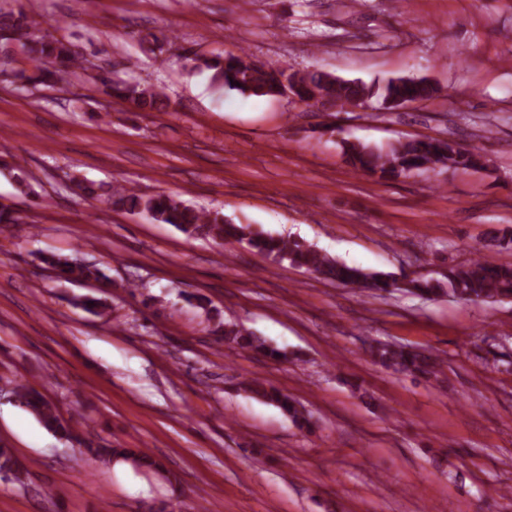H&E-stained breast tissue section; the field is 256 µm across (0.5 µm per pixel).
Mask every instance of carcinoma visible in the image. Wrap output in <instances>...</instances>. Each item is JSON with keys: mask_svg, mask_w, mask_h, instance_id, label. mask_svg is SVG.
<instances>
[{"mask_svg": "<svg viewBox=\"0 0 512 512\" xmlns=\"http://www.w3.org/2000/svg\"><path fill=\"white\" fill-rule=\"evenodd\" d=\"M0 32L10 33L19 42L25 64L32 73L20 68L16 77L23 83L36 82L69 92V78L83 67L85 59L72 45L53 36L44 22L22 11L0 8ZM195 69L212 72L213 79L232 90L254 96H273L286 81H291L298 100L310 105L330 103L346 112L362 101H377L386 109L401 107L405 101H428L439 93V88L426 79H389L385 82L365 83L348 81L323 71L288 72L278 65L253 59L246 53L222 51L210 56L190 58ZM94 85L112 97L129 101L141 112H155L164 107L163 89L138 81L112 83L104 77L93 78ZM345 161L357 172L379 178H395L413 170L449 168L453 166L482 167L483 156L452 141H397L386 148L360 142H342ZM112 204L129 212L147 214L161 224H173L190 237L211 239L224 243L234 239L264 254L272 262L303 268L321 278L352 288L387 292L397 287L391 275L366 273L329 257L312 245L293 241L287 237L255 232L250 226L235 224L223 212L198 209L166 193L142 195L133 188L117 186L112 191ZM40 260L65 281H81L112 286L108 276L95 265L85 264L76 257L56 253L40 255ZM406 290L422 296L451 295L470 302L498 303L512 300V264H495L481 257L464 264L448 267L440 279L417 278L405 284ZM224 343L241 350L261 351L273 359L282 353L269 347L266 341L237 324L221 323ZM384 367L401 374H429L437 363L429 356L404 347L385 345L373 353ZM244 392L276 405L292 422L299 426L307 417L298 403L287 393L266 381L253 378L243 383ZM14 402L36 417L47 430L69 440L71 428L56 406L34 387L21 380L12 382L9 391ZM86 453L93 460L114 461L121 458L140 469L158 472L161 465L151 455L130 448H92ZM0 474L21 481L22 468L11 449L0 445Z\"/></svg>", "mask_w": 512, "mask_h": 512, "instance_id": "carcinoma-1", "label": "carcinoma"}]
</instances>
